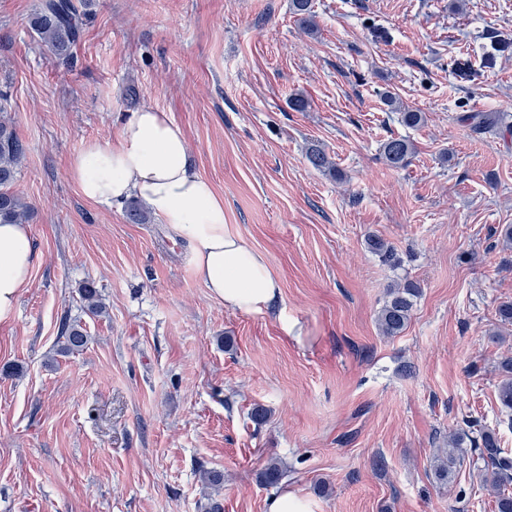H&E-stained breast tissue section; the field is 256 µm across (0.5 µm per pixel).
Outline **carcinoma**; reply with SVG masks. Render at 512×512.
I'll return each instance as SVG.
<instances>
[{
	"instance_id": "carcinoma-1",
	"label": "carcinoma",
	"mask_w": 512,
	"mask_h": 512,
	"mask_svg": "<svg viewBox=\"0 0 512 512\" xmlns=\"http://www.w3.org/2000/svg\"><path fill=\"white\" fill-rule=\"evenodd\" d=\"M298 22L310 33L317 30L316 15L311 10V0H293ZM29 27L36 34L40 45L58 62L70 64L74 59V49L83 33L79 4L76 0H40V4L29 18ZM390 105L400 109L393 95H387ZM404 109V108H402ZM6 107L0 104V223L23 224L33 213V208L21 197L10 191L17 179L25 158V148L16 135L12 122L6 116ZM401 121L409 127H418L425 121V115L417 110L406 108L401 113ZM476 131L493 132L506 123V116L499 112H473L462 117ZM414 152V144L406 138H392L384 143L383 155L386 162L395 168L404 166ZM310 163L318 170L331 171L333 164L326 152L313 148L309 152ZM126 218L133 224H148L151 216L136 201L128 203ZM369 249L378 255L385 265L395 268L400 260L394 249L384 240L370 236L367 239ZM420 293L419 286L412 281L397 282L390 286L388 299L379 311L377 322L385 336H397L406 328L415 299ZM81 297L88 311L97 316L102 313L98 289L94 282L87 281L81 287ZM60 336L64 342L60 352L73 354L84 349L87 336L83 329L67 321L61 323ZM500 377L497 385V397L504 412L512 416V355L503 356L497 364ZM480 458L491 468L490 488L495 496V512H512V493L506 485L512 483V454L500 448L498 438L491 431L480 435ZM463 436L452 434L448 439V464H439L434 469L436 479L444 484L450 482L451 465Z\"/></svg>"
}]
</instances>
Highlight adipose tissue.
I'll list each match as a JSON object with an SVG mask.
<instances>
[{"instance_id":"obj_1","label":"adipose tissue","mask_w":512,"mask_h":512,"mask_svg":"<svg viewBox=\"0 0 512 512\" xmlns=\"http://www.w3.org/2000/svg\"><path fill=\"white\" fill-rule=\"evenodd\" d=\"M69 174L82 196L111 205L135 197L192 246L193 271L226 308L261 313L282 299L265 257L233 231L224 200L196 169L174 119L144 106L107 143L92 141L75 154ZM34 263L28 225L0 224V322L31 282Z\"/></svg>"}]
</instances>
